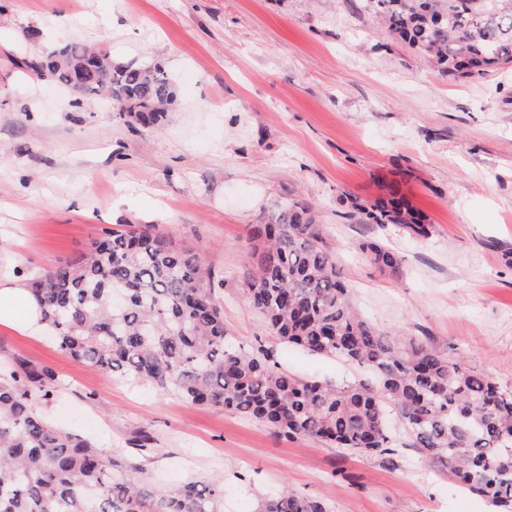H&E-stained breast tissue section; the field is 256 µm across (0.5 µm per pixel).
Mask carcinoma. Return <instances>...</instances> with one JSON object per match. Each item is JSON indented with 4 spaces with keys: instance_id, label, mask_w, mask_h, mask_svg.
<instances>
[{
    "instance_id": "obj_1",
    "label": "carcinoma",
    "mask_w": 512,
    "mask_h": 512,
    "mask_svg": "<svg viewBox=\"0 0 512 512\" xmlns=\"http://www.w3.org/2000/svg\"><path fill=\"white\" fill-rule=\"evenodd\" d=\"M390 35L450 79L484 77L512 62V0H365ZM94 56L77 95L112 98L131 126L155 127L177 101L158 64L118 63L69 42L24 62L66 87ZM363 224H393L417 237L429 225L399 189L352 205ZM366 257L393 268L397 254L370 242ZM248 294L281 342L338 358L371 377L342 384L288 374L224 332L211 271L191 249L150 224L93 239L85 253L35 277L31 291L59 349L99 371H118L200 407L264 423L277 439L303 437L396 463L395 414L423 460L461 488L512 512V389L448 358L429 341L383 333L356 309L352 288L323 244L311 209L277 206L250 237ZM59 391L47 369L0 364V512H224L223 483L191 475L152 489L146 469L79 434L49 425L38 404ZM261 512H329L288 489Z\"/></svg>"
}]
</instances>
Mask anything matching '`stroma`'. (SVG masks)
<instances>
[{
  "mask_svg": "<svg viewBox=\"0 0 512 512\" xmlns=\"http://www.w3.org/2000/svg\"><path fill=\"white\" fill-rule=\"evenodd\" d=\"M162 65L178 98L160 128L131 127L107 99L75 97L23 62L71 41ZM396 184L430 226L415 238L349 219ZM311 204L353 300L380 330L429 338L512 387V64L459 81L393 40L362 0H0V273L24 281L79 256L103 232L153 224L211 268L224 330L290 373L339 382L347 362L286 346L250 306L254 224ZM377 240L400 262L378 268ZM0 358L52 371L41 411L163 488L187 474L224 481V512H257L281 488L331 512H493L420 459L397 420L396 464L305 438L61 352L52 335L0 328ZM150 452L130 445L140 432Z\"/></svg>",
  "mask_w": 512,
  "mask_h": 512,
  "instance_id": "obj_1",
  "label": "stroma"
}]
</instances>
